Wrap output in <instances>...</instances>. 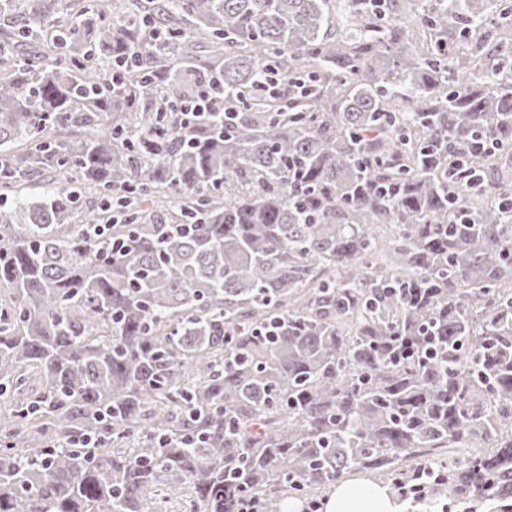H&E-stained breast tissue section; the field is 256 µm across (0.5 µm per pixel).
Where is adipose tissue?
Segmentation results:
<instances>
[{"label": "adipose tissue", "mask_w": 512, "mask_h": 512, "mask_svg": "<svg viewBox=\"0 0 512 512\" xmlns=\"http://www.w3.org/2000/svg\"><path fill=\"white\" fill-rule=\"evenodd\" d=\"M323 512H403L386 489L368 477L339 481L323 503Z\"/></svg>", "instance_id": "adipose-tissue-1"}]
</instances>
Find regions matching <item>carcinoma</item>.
<instances>
[{
  "label": "carcinoma",
  "instance_id": "1",
  "mask_svg": "<svg viewBox=\"0 0 512 512\" xmlns=\"http://www.w3.org/2000/svg\"><path fill=\"white\" fill-rule=\"evenodd\" d=\"M491 17L512 0H0V512H284L347 470L512 512ZM208 88L226 111L183 125Z\"/></svg>",
  "mask_w": 512,
  "mask_h": 512
}]
</instances>
